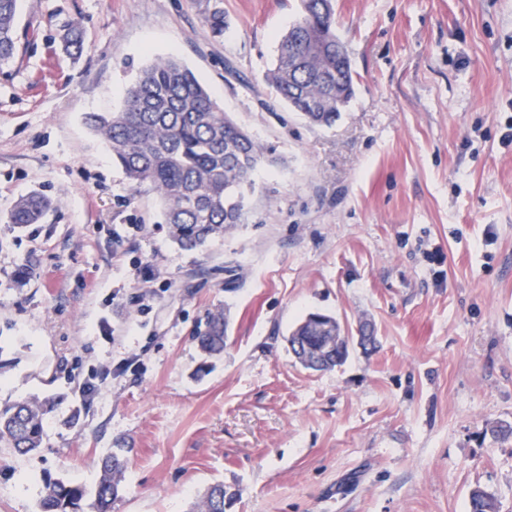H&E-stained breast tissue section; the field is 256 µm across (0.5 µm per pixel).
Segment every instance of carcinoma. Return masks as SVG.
Segmentation results:
<instances>
[{"mask_svg":"<svg viewBox=\"0 0 512 512\" xmlns=\"http://www.w3.org/2000/svg\"><path fill=\"white\" fill-rule=\"evenodd\" d=\"M18 0H0V65L17 50ZM325 10H311L279 40L275 62L265 82L288 107L312 126L329 127L354 94V76L346 49L336 35L334 0H321ZM203 20L216 36L224 35V8L207 0ZM324 99L315 112L307 99ZM92 130L112 153V162L135 187L149 185L162 200L169 238L184 251L198 250L243 223L245 201L253 189L252 174L262 147L231 121L194 72L172 58H156L142 68L125 91L116 112L87 115ZM48 197L30 193L17 201L8 222L37 224L50 208ZM308 315L290 331V342L316 348L324 333ZM224 310L207 317L195 336L207 357L224 353ZM57 405L46 396L0 405V446L19 455L37 451L45 422ZM125 449L100 457L95 512H111L120 498ZM86 489L62 480L45 483L38 512H78ZM237 492L218 482L209 486L193 512H225ZM470 512H499L496 496L480 487L470 494Z\"/></svg>","mask_w":512,"mask_h":512,"instance_id":"1","label":"carcinoma"}]
</instances>
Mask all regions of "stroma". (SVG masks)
Listing matches in <instances>:
<instances>
[{"label":"stroma","mask_w":512,"mask_h":512,"mask_svg":"<svg viewBox=\"0 0 512 512\" xmlns=\"http://www.w3.org/2000/svg\"><path fill=\"white\" fill-rule=\"evenodd\" d=\"M19 0L0 66V404L56 396L42 446L0 448V512H35L45 480L94 491L124 442L112 512H512V0H336L355 94L329 128L263 81L299 0ZM75 27L81 54L68 53ZM174 57L265 147L242 224L196 251L170 240L91 112ZM40 192V223H8ZM140 232H133V225ZM31 260L33 274L16 271ZM223 308V355L193 340ZM346 335L331 370L286 341L307 314ZM220 0H208L202 10L203 20L214 36L224 34V8L220 6ZM237 496V492L224 483L218 482L209 486L197 501L193 512H225L226 505Z\"/></svg>","instance_id":"stroma-1"}]
</instances>
